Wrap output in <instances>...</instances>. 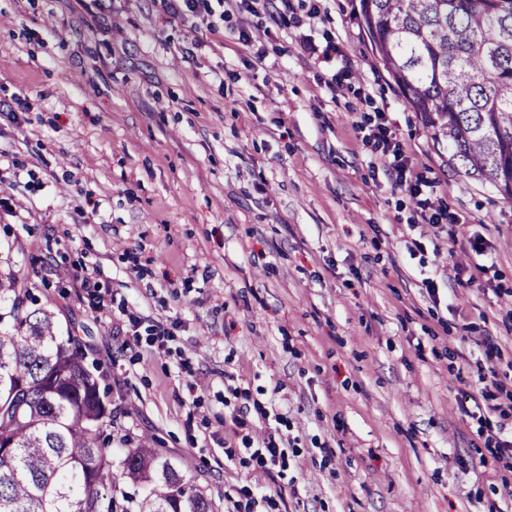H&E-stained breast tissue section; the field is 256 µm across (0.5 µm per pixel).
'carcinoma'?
I'll return each mask as SVG.
<instances>
[{
  "label": "carcinoma",
  "instance_id": "cac0c4a2",
  "mask_svg": "<svg viewBox=\"0 0 512 512\" xmlns=\"http://www.w3.org/2000/svg\"><path fill=\"white\" fill-rule=\"evenodd\" d=\"M356 18L448 165L512 202V0H359ZM0 283V512H213L143 443L114 450L112 403L86 343Z\"/></svg>",
  "mask_w": 512,
  "mask_h": 512
}]
</instances>
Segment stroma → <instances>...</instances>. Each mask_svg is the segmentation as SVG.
I'll use <instances>...</instances> for the list:
<instances>
[{
	"mask_svg": "<svg viewBox=\"0 0 512 512\" xmlns=\"http://www.w3.org/2000/svg\"><path fill=\"white\" fill-rule=\"evenodd\" d=\"M354 6L0 0V279L90 344L113 447L148 442L215 512L255 484L274 512H512L459 412L474 337L512 353V203L449 166ZM381 116L455 234L392 188ZM268 441L264 442V453L262 450L257 449L253 458H256L257 465L262 468L266 473H271V468L283 464L286 456L285 449H280L273 435L268 436Z\"/></svg>",
	"mask_w": 512,
	"mask_h": 512,
	"instance_id": "35a3bbf8",
	"label": "stroma"
}]
</instances>
